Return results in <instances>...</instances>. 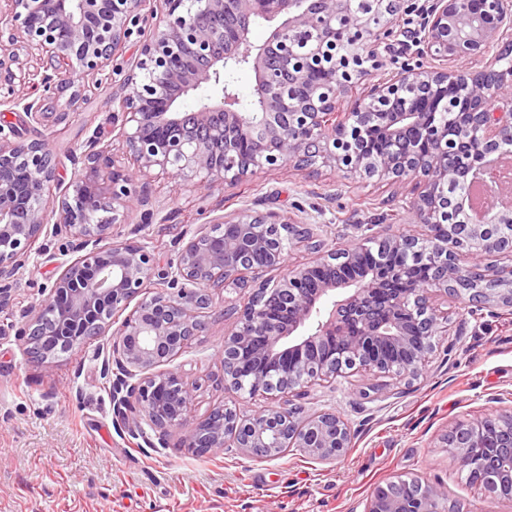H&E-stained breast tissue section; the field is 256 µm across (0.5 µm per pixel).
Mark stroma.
<instances>
[{
	"instance_id": "35a3bbf8",
	"label": "stroma",
	"mask_w": 512,
	"mask_h": 512,
	"mask_svg": "<svg viewBox=\"0 0 512 512\" xmlns=\"http://www.w3.org/2000/svg\"><path fill=\"white\" fill-rule=\"evenodd\" d=\"M119 83L115 76L89 91L64 120L60 99L43 101L44 116L26 137L48 142L60 181L69 182L90 136L112 143L110 99ZM149 183L152 223L134 214L116 230L163 260L175 258L181 236L244 208L307 220L328 250L372 225L426 233L425 225L406 221L407 190L319 162L267 166L214 188L156 173ZM75 257L65 236L47 232L16 274L0 280L11 295L0 310V512H363L373 488L396 476L443 481L449 500L466 512H512V500L488 502L483 490L465 484L442 446L457 423L512 412V313L450 300L441 306L448 332L437 337L419 377L350 372L294 395L301 417L333 412L350 423L352 444L335 462L297 449L268 461L234 447L198 455L181 448V431L162 443L151 428L134 434L117 422L112 378L103 372L111 336L43 362L30 358L21 336L25 315L47 297L61 262ZM249 295L234 286L217 292L203 331L169 364L194 388L190 424L225 404L247 412L263 405L222 381L224 338Z\"/></svg>"
}]
</instances>
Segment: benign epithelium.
I'll return each instance as SVG.
<instances>
[{
	"label": "benign epithelium",
	"mask_w": 512,
	"mask_h": 512,
	"mask_svg": "<svg viewBox=\"0 0 512 512\" xmlns=\"http://www.w3.org/2000/svg\"><path fill=\"white\" fill-rule=\"evenodd\" d=\"M159 16V21L150 20ZM258 20L276 23L269 38L249 40ZM143 23L135 62L123 89L112 94V131L122 141L133 167L118 162L111 150L88 141L84 166L74 170L58 195L57 162L44 141L20 139L14 127L0 125V277L10 276L48 229L65 235L80 256L62 266L50 294L26 323L27 350L49 357L71 351L91 336H113L111 361L120 375L112 382L115 413L132 431L149 422L165 436L187 427L193 389L181 376L163 368L186 348L203 325L198 316L212 306L213 291L238 282L249 272L247 255L266 256V268H282V281L263 283L237 312L224 337V386L246 387L248 397L268 404L252 414L224 405L188 430L181 447L202 454L233 442L242 455L272 460L286 448L331 463L351 447L344 419L321 413L297 420L288 409L290 395L304 384L329 383L345 365L364 374L420 375L434 347L416 345L407 328L412 306L424 312L427 335L445 332L448 318L438 298L469 296L486 308L512 311V267L488 284L472 277L488 258L512 253V242L496 226L512 222L488 198L482 221L462 234L446 227L460 205L448 197L456 162L453 143L425 125V109L408 93L421 88L445 98L462 88L468 112L459 135L477 132L489 152L512 139V0H428L416 28L394 30L354 16L348 0H0V105H23L34 121L42 118L38 91L53 94L77 80L103 75ZM310 30L317 40L307 47L315 60H329L316 82L299 66L289 43L292 34ZM418 59L386 70L392 52ZM249 66L257 99L242 106L229 90L226 73ZM36 70H30V67ZM381 77L348 117L381 116L380 153L350 149L341 119L344 98L353 81L373 72ZM215 95L191 112L175 111L176 101L202 86ZM319 154L324 163L363 178L401 185L416 181L407 212L422 224L442 227L427 237L424 252L434 269L423 288L395 295L381 307L374 295L387 287L396 271L378 283L370 278L339 282L336 266L359 264L365 239L351 240L322 252L302 266L286 264L281 249L270 246V233L286 223L275 213L241 209L180 239L176 259L161 262L141 244L112 234L129 214L141 211L151 223L150 188L145 177L157 169L166 175L199 176L213 188L254 174L263 165L286 164ZM376 242L391 250L417 248L407 234H386ZM159 285L142 295L145 283ZM135 306H130L131 302ZM399 348L397 365L385 359ZM487 416L452 427L443 438L452 462L461 470L471 463L468 449L484 448L493 466L508 471V481L475 482L494 502L512 496V414L500 420L506 438L477 441ZM400 476L374 488L364 512H448L447 489L417 481L412 498L392 487Z\"/></svg>",
	"instance_id": "7a95c632"
}]
</instances>
